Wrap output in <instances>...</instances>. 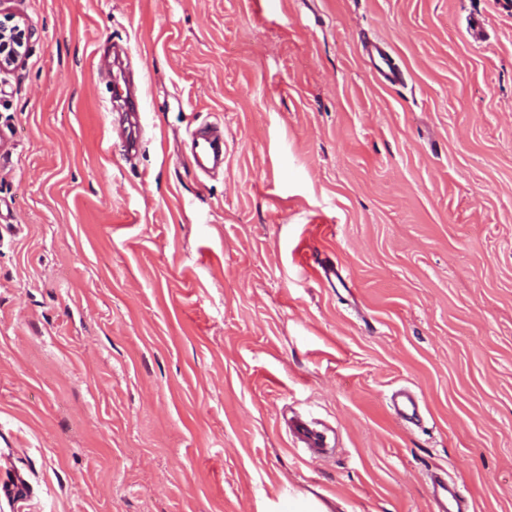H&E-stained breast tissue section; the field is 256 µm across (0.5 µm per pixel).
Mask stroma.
Wrapping results in <instances>:
<instances>
[{"label":"stroma","mask_w":512,"mask_h":512,"mask_svg":"<svg viewBox=\"0 0 512 512\" xmlns=\"http://www.w3.org/2000/svg\"><path fill=\"white\" fill-rule=\"evenodd\" d=\"M11 8L33 35L0 72V512H430L438 467L512 512V0ZM217 121L205 175L186 143ZM362 47L370 59L372 68L384 84L395 86L402 83L404 74L393 64L391 54L384 45L377 41L365 40ZM192 148L189 155L191 165L201 172L224 164V125L207 123L190 132ZM392 403L401 420L414 422L419 418L418 400L411 392L397 391L392 398ZM289 432L293 443L306 449L312 461H321L328 458L335 451L334 446L327 442V437L322 431L310 426L301 419L291 420Z\"/></svg>","instance_id":"obj_1"}]
</instances>
